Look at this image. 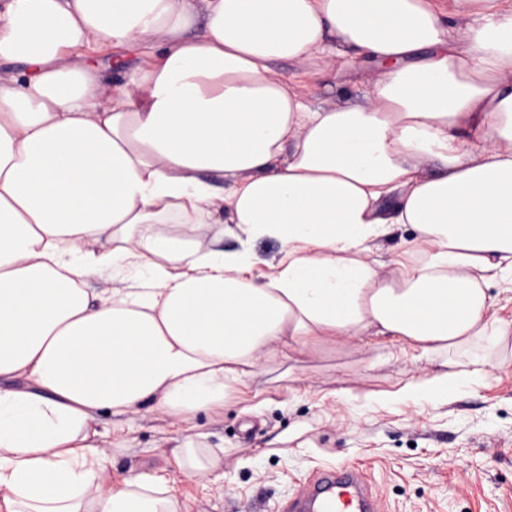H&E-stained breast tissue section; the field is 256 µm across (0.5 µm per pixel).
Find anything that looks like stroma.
I'll list each match as a JSON object with an SVG mask.
<instances>
[{
    "mask_svg": "<svg viewBox=\"0 0 512 512\" xmlns=\"http://www.w3.org/2000/svg\"><path fill=\"white\" fill-rule=\"evenodd\" d=\"M369 72L343 73L327 91L310 82L308 98L355 102ZM482 382L450 400L391 401L389 395L436 364L401 353L396 338L341 341L300 362L269 363L249 378L262 403L231 402L198 415L218 452V468L189 477L171 451L189 430L156 414H103L98 429L123 436L112 478L163 471L184 512H284L321 472L358 465L382 512H512V334L478 352Z\"/></svg>",
    "mask_w": 512,
    "mask_h": 512,
    "instance_id": "obj_1",
    "label": "stroma"
}]
</instances>
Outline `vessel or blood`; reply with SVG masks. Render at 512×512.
<instances>
[{
	"instance_id": "b4317fda",
	"label": "vessel or blood",
	"mask_w": 512,
	"mask_h": 512,
	"mask_svg": "<svg viewBox=\"0 0 512 512\" xmlns=\"http://www.w3.org/2000/svg\"><path fill=\"white\" fill-rule=\"evenodd\" d=\"M288 512H378V506L363 481L361 469L347 462L314 488L300 493Z\"/></svg>"
}]
</instances>
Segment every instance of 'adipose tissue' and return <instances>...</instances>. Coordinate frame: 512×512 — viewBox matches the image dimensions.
<instances>
[{
  "label": "adipose tissue",
  "mask_w": 512,
  "mask_h": 512,
  "mask_svg": "<svg viewBox=\"0 0 512 512\" xmlns=\"http://www.w3.org/2000/svg\"><path fill=\"white\" fill-rule=\"evenodd\" d=\"M1 60L0 512H183L113 482L103 412L189 422L371 336L442 367L392 399L447 400L512 333V0H0ZM358 65L364 103L310 105ZM87 53L96 62L106 67V74L113 83H123L128 79L131 73L130 68L133 64L132 60L124 61L123 64L118 63L117 58L112 55L111 51L106 49L88 51ZM111 64L112 67L110 66Z\"/></svg>",
  "instance_id": "ef3b65f1"
}]
</instances>
